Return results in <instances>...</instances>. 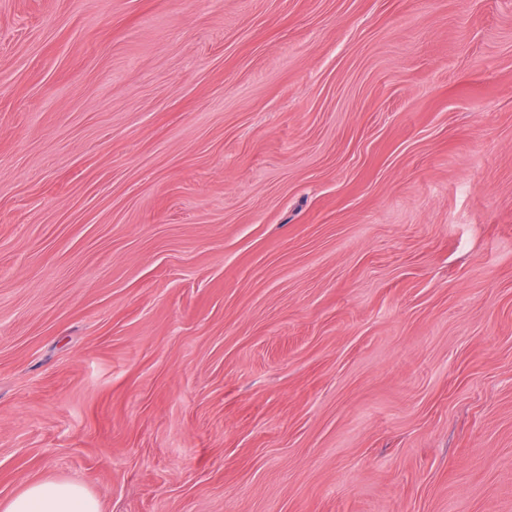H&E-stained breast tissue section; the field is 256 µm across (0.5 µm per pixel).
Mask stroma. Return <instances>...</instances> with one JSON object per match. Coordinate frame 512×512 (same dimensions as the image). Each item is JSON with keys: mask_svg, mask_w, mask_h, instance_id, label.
Instances as JSON below:
<instances>
[{"mask_svg": "<svg viewBox=\"0 0 512 512\" xmlns=\"http://www.w3.org/2000/svg\"><path fill=\"white\" fill-rule=\"evenodd\" d=\"M512 512V0H0V500ZM2 512H101L99 501L73 481L43 480L0 501Z\"/></svg>", "mask_w": 512, "mask_h": 512, "instance_id": "obj_1", "label": "stroma"}]
</instances>
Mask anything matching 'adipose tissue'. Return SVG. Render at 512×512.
<instances>
[{"label":"adipose tissue","instance_id":"ef3b65f1","mask_svg":"<svg viewBox=\"0 0 512 512\" xmlns=\"http://www.w3.org/2000/svg\"><path fill=\"white\" fill-rule=\"evenodd\" d=\"M0 512H101L99 501L73 481L43 480L0 501Z\"/></svg>","mask_w":512,"mask_h":512}]
</instances>
